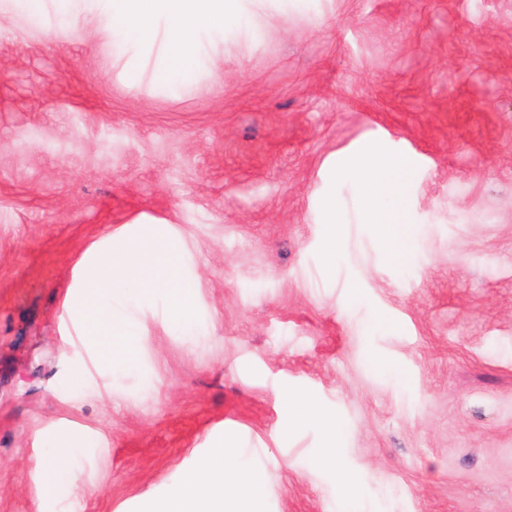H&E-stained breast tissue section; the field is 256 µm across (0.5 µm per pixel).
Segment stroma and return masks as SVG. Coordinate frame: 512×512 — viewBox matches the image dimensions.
Masks as SVG:
<instances>
[{"mask_svg": "<svg viewBox=\"0 0 512 512\" xmlns=\"http://www.w3.org/2000/svg\"><path fill=\"white\" fill-rule=\"evenodd\" d=\"M263 20L172 94L100 0L0 11V512H147L227 439L268 512H342L308 465L321 427L284 428L298 394L342 427L353 512H512V0ZM371 142L412 171L394 249L338 173ZM149 224L181 240L194 314L117 303L140 341L114 365L69 309L79 265ZM59 428L80 481L50 498Z\"/></svg>", "mask_w": 512, "mask_h": 512, "instance_id": "1", "label": "stroma"}]
</instances>
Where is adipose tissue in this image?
I'll return each instance as SVG.
<instances>
[{"mask_svg":"<svg viewBox=\"0 0 512 512\" xmlns=\"http://www.w3.org/2000/svg\"><path fill=\"white\" fill-rule=\"evenodd\" d=\"M104 3L106 13L112 18L107 30L112 40L136 38L151 44L156 35H163V83L173 91L201 63L202 33L252 28L258 18L257 13L242 8L241 0H104ZM345 170L357 183L362 198L360 223L375 225L385 243L397 246L403 235L401 210L396 206L384 207L383 202L400 198L403 164L379 147L368 145L346 164ZM182 258L183 249L178 240L162 237L152 230L112 245L82 265L81 294L73 315L88 325L101 357L112 361L129 359L139 336L134 318L114 313L105 300L106 294H119L124 288L134 286L147 299L157 287L163 286L170 298L169 323L178 325L189 318L195 294L182 279ZM283 413L291 426L303 425L312 418L319 421L323 446L313 454L310 466L334 472L347 496L356 497L357 490L336 455L335 421L320 412L306 395L286 398ZM76 444L75 437L66 431L51 437L50 459L40 469V481L47 493L57 496L77 485L78 473L64 467ZM266 504L263 479L244 469L238 448L228 441L215 448L196 470L187 473L149 512H267Z\"/></svg>","mask_w":512,"mask_h":512,"instance_id":"adipose-tissue-1","label":"adipose tissue"}]
</instances>
